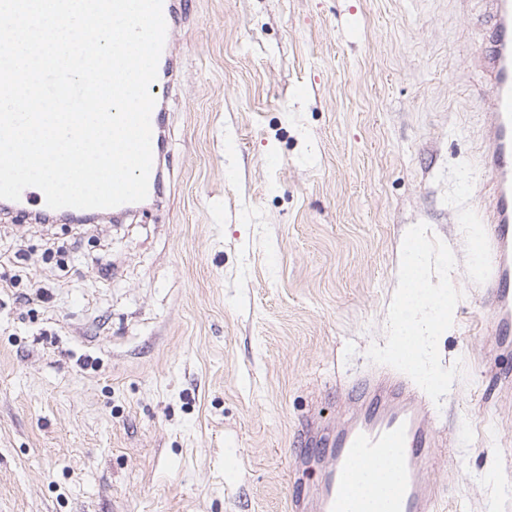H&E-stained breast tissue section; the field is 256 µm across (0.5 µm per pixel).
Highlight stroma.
Instances as JSON below:
<instances>
[{"label": "stroma", "mask_w": 512, "mask_h": 512, "mask_svg": "<svg viewBox=\"0 0 512 512\" xmlns=\"http://www.w3.org/2000/svg\"><path fill=\"white\" fill-rule=\"evenodd\" d=\"M488 0H187L162 194L122 219L0 210V512H287L302 430L401 371L409 227L448 297L419 396L439 512H512V351L475 268Z\"/></svg>", "instance_id": "obj_1"}]
</instances>
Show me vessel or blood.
Segmentation results:
<instances>
[{"label": "vessel or blood", "mask_w": 512, "mask_h": 512, "mask_svg": "<svg viewBox=\"0 0 512 512\" xmlns=\"http://www.w3.org/2000/svg\"><path fill=\"white\" fill-rule=\"evenodd\" d=\"M491 3L482 60L492 106L480 157L490 204L480 212L488 233L475 255L492 265L494 333L505 339L512 336V0ZM345 398L349 416L310 434L323 476L291 498L290 512H437L440 495L428 468L444 442L408 381L368 373L347 387ZM366 470L373 479L360 498H352L350 487Z\"/></svg>", "instance_id": "b4317fda"}]
</instances>
